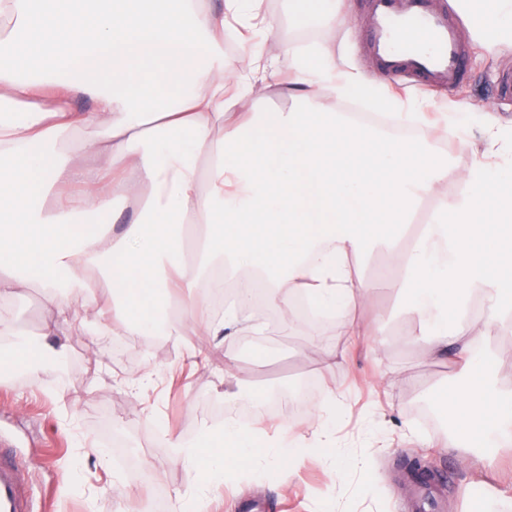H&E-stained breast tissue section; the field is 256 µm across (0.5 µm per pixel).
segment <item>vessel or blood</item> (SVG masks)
Instances as JSON below:
<instances>
[{
	"label": "vessel or blood",
	"instance_id": "obj_1",
	"mask_svg": "<svg viewBox=\"0 0 512 512\" xmlns=\"http://www.w3.org/2000/svg\"><path fill=\"white\" fill-rule=\"evenodd\" d=\"M366 47L389 75L409 72L422 84L454 89L468 71V53L454 24L433 0H368ZM0 512H33L22 458L0 435Z\"/></svg>",
	"mask_w": 512,
	"mask_h": 512
}]
</instances>
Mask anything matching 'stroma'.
Wrapping results in <instances>:
<instances>
[{"instance_id":"stroma-1","label":"stroma","mask_w":512,"mask_h":512,"mask_svg":"<svg viewBox=\"0 0 512 512\" xmlns=\"http://www.w3.org/2000/svg\"><path fill=\"white\" fill-rule=\"evenodd\" d=\"M366 0H336L343 19L334 34L319 22H293L287 0H264L275 32L262 45L264 61L279 59L283 45L309 47L331 40L344 68L382 82L403 100L422 104L427 119L448 122V105L466 102L461 114L473 149L454 154L446 196L468 189L464 178L486 147L483 117L491 112L497 124L512 126V101L496 96L501 73L512 71V50L490 51L472 40L465 19H457L460 40L468 51V76L453 91L438 93L412 82L381 74L362 49L360 19ZM379 248L353 259L355 272L372 289L370 307L359 318L379 316L386 345L372 351L361 338L346 335L339 318L319 327L294 329L271 322L261 312L263 332L229 336L224 341L205 333L183 332L164 341L119 330L129 343L117 356L102 332L82 315L69 322L67 347L60 362L44 363L37 377L23 368L0 374V431L27 461L32 473L36 512H181L182 498L197 494L201 512H237L240 498L254 496L280 512H412L415 493L404 483L408 464L420 462L435 474L433 488L444 512H512V446L501 450L500 471H481L465 460L462 448H425L419 436L445 438L450 422L436 410L434 422L416 410L434 389L460 384L458 367L424 358L410 345L412 317L402 301V278L388 272ZM19 320L28 333L39 334L46 321L44 290L31 284L22 299L7 306L0 320ZM338 357L324 367L323 348ZM395 370L397 379L386 378ZM249 380L253 392L231 395L233 377ZM336 393L339 419L335 448L306 452L290 469L233 474L223 484L202 489L198 473L175 459L174 439L196 440L201 428L221 429L241 410L251 412L250 428L290 440L311 424L313 405ZM415 437H403L404 426ZM106 464H99L98 452ZM366 460L377 475L364 489L358 473H338L332 456ZM111 485L112 498L99 495Z\"/></svg>"}]
</instances>
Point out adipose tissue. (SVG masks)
<instances>
[{
	"label": "adipose tissue",
	"mask_w": 512,
	"mask_h": 512,
	"mask_svg": "<svg viewBox=\"0 0 512 512\" xmlns=\"http://www.w3.org/2000/svg\"><path fill=\"white\" fill-rule=\"evenodd\" d=\"M454 2L479 42L512 46V0ZM262 9L263 0H224L218 11L208 0H0L11 22L0 31V307L36 280L51 320L35 340L0 322L15 339L0 363L35 375L62 360L61 326L76 311L148 335L253 331L248 289L220 317L196 291L221 257L264 275L284 320L303 294L379 349L381 320L354 315L371 294L349 264L378 246L404 274L421 354L453 358L466 377L435 403L471 464L495 470L512 444V387L492 368L496 333L512 332V164L469 170L470 193L408 234L422 197L447 187V162L427 139L337 111L335 100L352 96L403 106L381 83L342 72L326 43L287 46L272 65L288 73V109L247 108L266 81L257 59L225 55L224 31L231 17L254 39L272 33ZM73 60L76 77L62 79ZM120 210L130 223H84ZM100 276L108 294L93 288ZM69 284L80 287L71 299L58 293ZM335 406L332 393L316 403L293 448L256 452L253 431L233 421L172 448L205 487L247 465L282 469L330 444Z\"/></svg>",
	"instance_id": "obj_1"
}]
</instances>
